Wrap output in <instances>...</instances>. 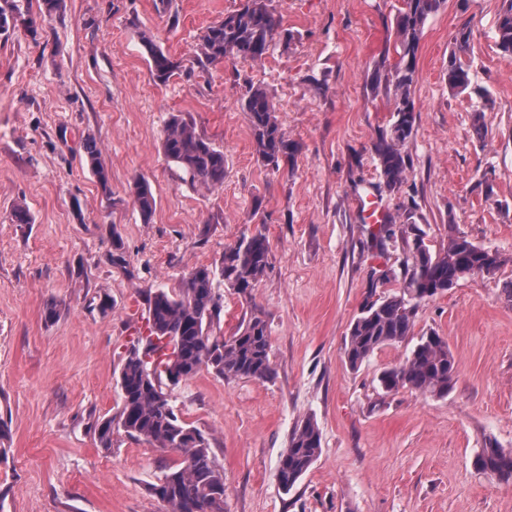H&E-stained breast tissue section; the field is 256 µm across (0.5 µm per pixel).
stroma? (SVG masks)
Returning <instances> with one entry per match:
<instances>
[{"label": "stroma", "instance_id": "stroma-1", "mask_svg": "<svg viewBox=\"0 0 512 512\" xmlns=\"http://www.w3.org/2000/svg\"><path fill=\"white\" fill-rule=\"evenodd\" d=\"M66 2L38 35L0 33V425L9 433L0 512H169L148 487L179 454L121 431L106 449L91 426L118 411L116 376L147 316L146 291L177 288L257 230L270 266L250 295L223 289L221 325L229 334L245 314L265 317L273 380L204 370L167 390L176 413L210 439L224 512H512V484L475 465L483 448L512 450V301L503 293L512 283V57L495 36L503 0L465 9L446 0L427 21L417 131L395 195L379 189L373 153L393 99L373 92L372 77L393 49L398 0H273L291 40L262 61L229 57L205 71L199 39L240 0H170L164 12L158 0ZM463 26L472 33L464 60L491 99L482 140L471 119L479 99L445 80ZM143 31L180 64L167 83L151 75ZM252 84L266 88L298 146L277 172L253 150L243 109ZM173 112L223 150L219 191L183 180L166 160ZM90 142L107 185L86 163ZM138 177L155 198L147 223L130 194ZM365 196L398 218L385 247L361 216ZM19 207L30 223H16ZM411 223L431 253L453 232L505 263L421 301L412 336L351 369L350 324L403 287ZM430 331L448 343L454 388L443 398L385 392L380 374ZM309 416L322 452L287 493L277 463Z\"/></svg>", "mask_w": 512, "mask_h": 512}]
</instances>
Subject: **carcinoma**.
I'll return each instance as SVG.
<instances>
[{
  "label": "carcinoma",
  "mask_w": 512,
  "mask_h": 512,
  "mask_svg": "<svg viewBox=\"0 0 512 512\" xmlns=\"http://www.w3.org/2000/svg\"><path fill=\"white\" fill-rule=\"evenodd\" d=\"M271 0H243L241 6L208 26L201 36L198 67L224 62L233 56L243 60L264 58L282 35L281 20L270 8ZM446 0H400L396 17L394 63L382 59L375 65L372 89L393 91L391 119L373 143L382 185L397 193L406 183L409 159L402 150L417 125L412 98L416 82L417 52L427 20ZM496 20V46L512 56V0ZM66 8L65 0H42L39 12L23 11L17 4L0 7V31L22 24L27 31H38L37 21L50 22ZM471 32L460 28L455 35L457 52L448 60V89L474 94L488 105L487 92L474 84L470 66L462 60L469 47ZM149 68L156 80L167 82L179 68L153 39L141 34ZM253 131L257 160L272 170L295 157L298 146L289 141L276 115V108L260 85L249 86L244 97ZM162 150L191 183L209 190L224 186V151L200 135L194 123L181 112L170 113L166 122ZM88 161L102 186L107 173L94 145L86 148ZM132 197L144 221H149L155 199L149 182L137 178ZM407 244L406 276L398 294L387 296L364 307L351 323L344 347L345 361L353 369L379 348L404 341L411 335L418 303L424 293L447 291L458 281L474 274H493L501 266V254L473 244L466 237L448 235V247L431 254L417 228ZM270 264V248L262 232L242 234L224 248L218 265H201L185 275L175 291L150 290L146 294L147 336L137 337L120 364L117 384L121 391L118 415L92 425L100 445L112 447L114 428L134 439H144L158 448L176 451L181 460L168 467L149 492L164 501L170 512H224V471L211 448L210 439L175 413L164 387L179 385L202 370H211L226 380L267 381L273 377L270 339L266 320L252 314L226 336L221 328L224 309L223 284L239 294H249L265 275ZM456 382V367L447 341L435 332L424 334L406 361L385 370L382 387L388 391L408 389L421 395L444 398ZM322 448L320 429L307 417L293 430L288 448L281 454L277 473L281 488L289 492L318 459ZM476 466L498 480L512 482V451L484 448Z\"/></svg>",
  "instance_id": "obj_1"
}]
</instances>
